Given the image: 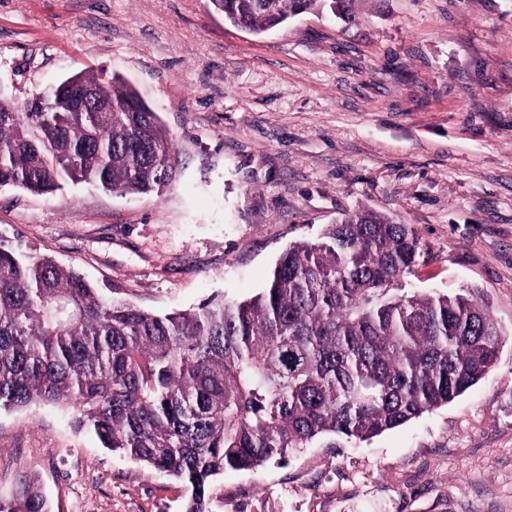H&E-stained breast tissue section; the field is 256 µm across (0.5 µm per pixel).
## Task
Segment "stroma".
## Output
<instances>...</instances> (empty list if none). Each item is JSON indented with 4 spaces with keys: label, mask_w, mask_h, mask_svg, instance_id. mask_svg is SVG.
<instances>
[{
    "label": "stroma",
    "mask_w": 512,
    "mask_h": 512,
    "mask_svg": "<svg viewBox=\"0 0 512 512\" xmlns=\"http://www.w3.org/2000/svg\"><path fill=\"white\" fill-rule=\"evenodd\" d=\"M81 71L139 91L180 174L139 196L0 187V244L167 314L250 298L289 244L371 210L417 229L407 287L475 291L502 330L448 405L225 470L212 512H512V0H362L356 23L307 12L260 36L210 0H0V99ZM26 474L52 512H182L188 496L52 405L0 409V498Z\"/></svg>",
    "instance_id": "1"
}]
</instances>
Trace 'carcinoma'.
Segmentation results:
<instances>
[{
  "mask_svg": "<svg viewBox=\"0 0 512 512\" xmlns=\"http://www.w3.org/2000/svg\"><path fill=\"white\" fill-rule=\"evenodd\" d=\"M359 2L211 0L257 36L310 11L354 23ZM83 86L106 111H74ZM176 164L157 113L118 76L74 74L38 109L0 102V187L149 194ZM419 245L413 225L359 211L290 244L256 295L161 315L1 244L0 408L67 405L103 447L183 483L184 512H210L227 468L251 470L323 436L368 441L486 376L501 338L490 309L469 292L403 288ZM0 512L50 506L24 478Z\"/></svg>",
  "mask_w": 512,
  "mask_h": 512,
  "instance_id": "obj_1",
  "label": "carcinoma"
}]
</instances>
